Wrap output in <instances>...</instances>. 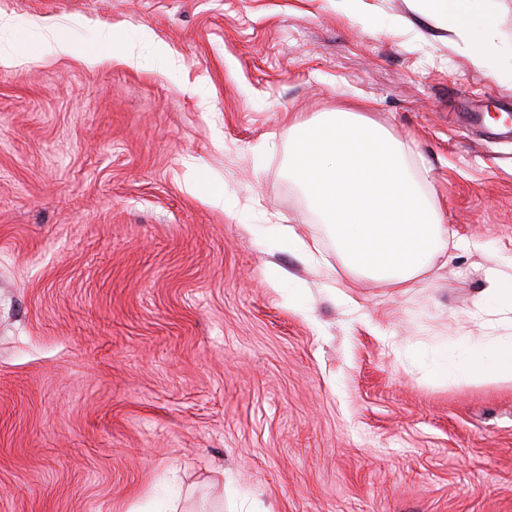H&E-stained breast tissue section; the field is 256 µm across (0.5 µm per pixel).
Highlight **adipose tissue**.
<instances>
[{"label": "adipose tissue", "instance_id": "ef3b65f1", "mask_svg": "<svg viewBox=\"0 0 512 512\" xmlns=\"http://www.w3.org/2000/svg\"><path fill=\"white\" fill-rule=\"evenodd\" d=\"M488 286L480 295V305L487 313H508L512 326V278L503 277L496 267L485 272ZM429 355L428 373L435 379L465 381L483 370L496 378L512 379V333L500 336L448 337L424 344Z\"/></svg>", "mask_w": 512, "mask_h": 512}]
</instances>
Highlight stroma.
I'll use <instances>...</instances> for the list:
<instances>
[{
	"label": "stroma",
	"instance_id": "35a3bbf8",
	"mask_svg": "<svg viewBox=\"0 0 512 512\" xmlns=\"http://www.w3.org/2000/svg\"><path fill=\"white\" fill-rule=\"evenodd\" d=\"M471 8L493 30L430 0H0V512H512V381L412 356L501 335L477 299L512 275V141L456 108L512 103V0ZM96 20L117 54L91 65ZM41 22L78 55L29 58ZM339 108L484 252L350 277L288 172L289 126ZM465 1L470 0H436L431 2H438L448 29H457L469 27L473 22L467 11ZM281 241L288 247V251L295 253L303 259H315V253L320 252L319 244L315 239L307 242L301 238L291 227H280Z\"/></svg>",
	"mask_w": 512,
	"mask_h": 512
}]
</instances>
